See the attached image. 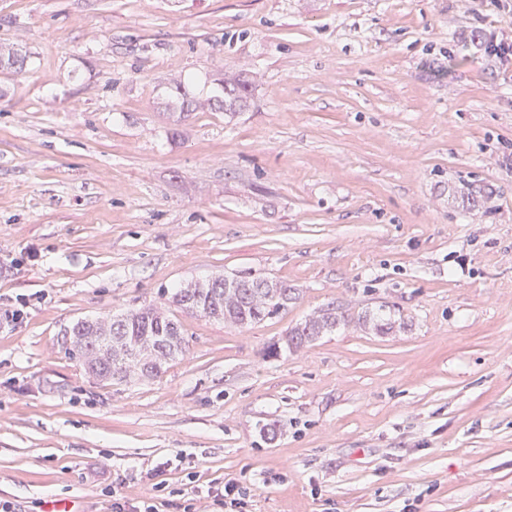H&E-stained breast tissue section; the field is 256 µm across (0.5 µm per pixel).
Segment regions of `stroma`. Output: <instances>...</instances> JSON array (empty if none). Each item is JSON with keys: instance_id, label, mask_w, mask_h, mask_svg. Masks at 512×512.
<instances>
[{"instance_id": "35a3bbf8", "label": "stroma", "mask_w": 512, "mask_h": 512, "mask_svg": "<svg viewBox=\"0 0 512 512\" xmlns=\"http://www.w3.org/2000/svg\"><path fill=\"white\" fill-rule=\"evenodd\" d=\"M490 31L512 40V0H0V47L28 54L0 70V503L222 512L207 489L241 478L243 512H512ZM238 71L247 107H204ZM248 274L296 296L244 328L179 313L159 378L67 353L78 319ZM327 308L395 328L284 348Z\"/></svg>"}]
</instances>
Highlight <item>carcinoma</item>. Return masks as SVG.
<instances>
[{
    "label": "carcinoma",
    "instance_id": "carcinoma-1",
    "mask_svg": "<svg viewBox=\"0 0 512 512\" xmlns=\"http://www.w3.org/2000/svg\"><path fill=\"white\" fill-rule=\"evenodd\" d=\"M15 71H26L27 55L18 49L0 52V63ZM222 96L210 98L207 105L224 106L235 112L246 106L251 83L241 76L222 81ZM295 289L288 284L260 276L217 278L201 286L177 289L170 302L187 312L222 320L236 327L258 324L278 314L293 299ZM355 323L379 335L389 333V322L372 319L367 313L356 316L327 309L308 319L289 333L287 340L306 337L311 342L336 326ZM70 336V354L89 374L110 382H142L159 377L170 362L185 349L180 322L163 308L148 304L120 316L96 317L76 321L66 332Z\"/></svg>",
    "mask_w": 512,
    "mask_h": 512
}]
</instances>
